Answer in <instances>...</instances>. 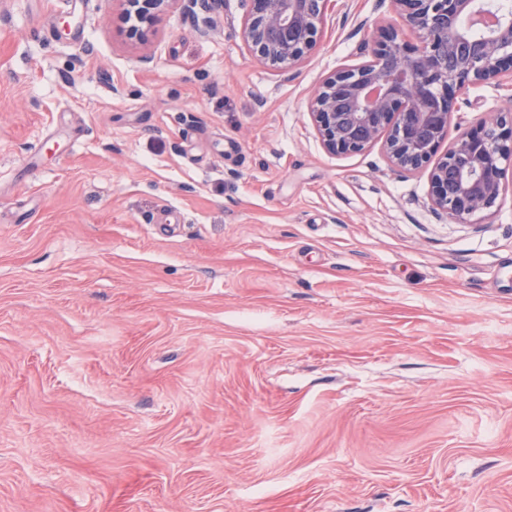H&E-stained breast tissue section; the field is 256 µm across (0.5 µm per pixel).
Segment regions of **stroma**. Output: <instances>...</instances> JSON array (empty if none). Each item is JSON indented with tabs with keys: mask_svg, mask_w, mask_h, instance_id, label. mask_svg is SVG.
<instances>
[{
	"mask_svg": "<svg viewBox=\"0 0 512 512\" xmlns=\"http://www.w3.org/2000/svg\"><path fill=\"white\" fill-rule=\"evenodd\" d=\"M244 12L140 44L119 0H0V512H512V165L459 223L324 150L391 0L286 71Z\"/></svg>",
	"mask_w": 512,
	"mask_h": 512,
	"instance_id": "35a3bbf8",
	"label": "stroma"
}]
</instances>
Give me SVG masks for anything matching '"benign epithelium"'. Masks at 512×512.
<instances>
[{"mask_svg":"<svg viewBox=\"0 0 512 512\" xmlns=\"http://www.w3.org/2000/svg\"><path fill=\"white\" fill-rule=\"evenodd\" d=\"M130 35L143 38L157 18L180 2L189 13L207 14L198 32L209 35L208 14L224 0H120ZM330 0H246L241 21L250 52L273 65L292 67L311 49ZM402 26L377 29L370 61L342 68L315 93L310 110L323 147L332 154L383 144L397 168L427 166L443 143V156L429 173L430 198L454 220L469 222L496 206L512 159V113H491L446 141L459 96L471 85L512 84V16L473 37L465 24L486 25L480 0H392ZM417 33L418 44L406 40Z\"/></svg>","mask_w":512,"mask_h":512,"instance_id":"benign-epithelium-1","label":"benign epithelium"}]
</instances>
